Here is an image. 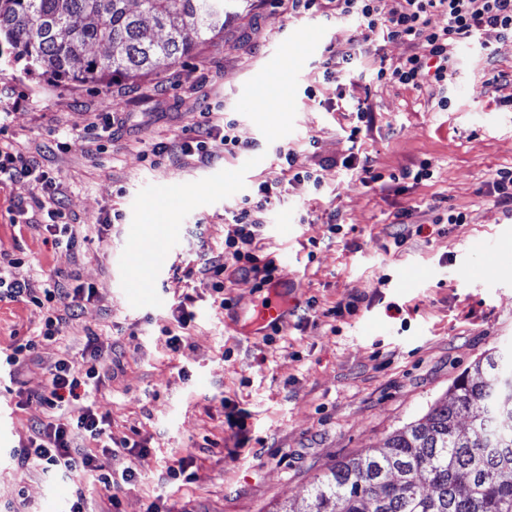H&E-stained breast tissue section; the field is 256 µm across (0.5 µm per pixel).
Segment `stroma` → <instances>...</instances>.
<instances>
[{
  "mask_svg": "<svg viewBox=\"0 0 512 512\" xmlns=\"http://www.w3.org/2000/svg\"><path fill=\"white\" fill-rule=\"evenodd\" d=\"M305 29L321 33V46L300 42ZM351 40L357 71L340 91L324 81L317 59L322 46ZM405 50L375 34L360 39L340 23L282 14L270 0H235L223 32L195 39L180 64L123 80L117 93L0 72L7 87L0 129L17 152L58 178L70 218L88 225L93 238L69 256L44 228L12 224L15 208L36 188L25 179L2 181L0 253L18 259L10 277L97 289L62 340L40 346L13 372L0 371V512L9 504L15 512L52 505L64 512L73 480L18 465L10 453L44 416L43 366L82 348L90 331L106 343L93 401L110 414L113 441L149 448L132 460L135 477L119 492L123 512H147L154 501L171 512H274L302 501L337 460L385 447L396 429L449 396L477 361L512 351V215L489 192L496 169L512 166V82L492 80L512 70V40H491L485 52L459 48L460 70L446 96L436 86L369 81L379 62H395ZM261 77L275 92L258 112L249 99ZM469 84L482 87L478 100L464 95ZM362 99L375 120L361 149L376 170L388 174L426 159L431 179L402 193L370 190L336 166L348 153ZM213 106L234 113L236 135L256 150L234 158L215 140L211 149L221 160L214 165L173 157L150 167L142 144L177 140ZM101 112L115 117L102 137L91 128ZM66 134L75 141L65 149ZM282 143L297 150L300 169L322 174V192L282 172L275 155ZM277 175V221L263 232L262 254L278 263L288 314L271 346L257 324L262 294L253 282L229 283L233 306L226 310L185 270L201 245L223 248L237 197ZM200 185L206 193L195 194ZM159 207L167 210L166 229L153 238L150 211ZM404 208L418 230L397 250L388 224ZM331 209L337 234L324 222ZM451 210L465 213V223H445ZM107 217L112 226L98 230ZM142 242L178 250L174 269L154 283L153 306L123 286L128 253ZM490 254L494 264L472 279L471 267ZM188 295L196 320L174 353L152 331L170 323ZM353 296L360 299L354 312L328 317ZM42 318L37 307L0 302V352L34 335ZM227 400L248 411L250 441L241 449L224 421ZM182 459L193 462L192 483L165 476Z\"/></svg>",
  "mask_w": 512,
  "mask_h": 512,
  "instance_id": "1",
  "label": "stroma"
}]
</instances>
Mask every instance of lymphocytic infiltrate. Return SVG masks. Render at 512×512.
Returning <instances> with one entry per match:
<instances>
[{
    "label": "lymphocytic infiltrate",
    "mask_w": 512,
    "mask_h": 512,
    "mask_svg": "<svg viewBox=\"0 0 512 512\" xmlns=\"http://www.w3.org/2000/svg\"><path fill=\"white\" fill-rule=\"evenodd\" d=\"M397 7L381 11L379 0H277L284 12L296 16L319 17L337 23H351L362 36L379 32L387 39L406 43L407 50L393 66H379L377 79H388L415 88L447 80L456 66L455 53L464 45L480 44L484 36L512 39V0H397ZM448 18L446 26L432 23L433 15ZM234 118L214 124L210 113H203L193 134L178 141L154 143L150 154L162 161L179 154L198 162L210 163L211 139H221L228 154H245L253 146L239 140ZM20 177L32 181L37 193L31 207H18L14 223L28 221L29 208H37L45 230L57 248L74 252L89 237L71 224L64 211L55 177L34 160L14 153L9 142H0V179ZM280 178L262 181L255 195L244 198L233 217L235 230L224 241L222 251L203 249L198 264L189 268L187 277L206 284L223 308H231V298L224 295V279L233 275L253 281L256 288L269 287L276 279L278 267L273 260L257 254L264 224L272 220V202L279 194ZM96 294L92 285L67 287L53 283L36 288L26 282L7 279L5 266L0 265V302H22L44 309V321L38 334L18 344L12 352L0 357L7 366L19 365L32 356L45 342L58 341L70 321L74 320L84 302ZM103 341L96 332H88L78 351H65L46 369L45 390L40 400L47 412L31 429L27 443L12 450L19 463L41 466L44 473H86L111 491L107 501L110 512H121L117 494L122 484L132 481V468H118L124 457L146 454V445L123 442L114 448L108 432L109 415L88 405L87 399L101 381L97 364L102 356Z\"/></svg>",
    "instance_id": "1"
}]
</instances>
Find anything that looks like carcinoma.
<instances>
[{
  "label": "carcinoma",
  "mask_w": 512,
  "mask_h": 512,
  "mask_svg": "<svg viewBox=\"0 0 512 512\" xmlns=\"http://www.w3.org/2000/svg\"><path fill=\"white\" fill-rule=\"evenodd\" d=\"M226 0H0V61L74 86L149 77L192 52L189 33L224 31ZM104 52L91 55L92 45ZM468 424L460 426L459 418ZM303 512H512V363L490 353L425 421L386 447L337 461Z\"/></svg>",
  "instance_id": "1"
}]
</instances>
